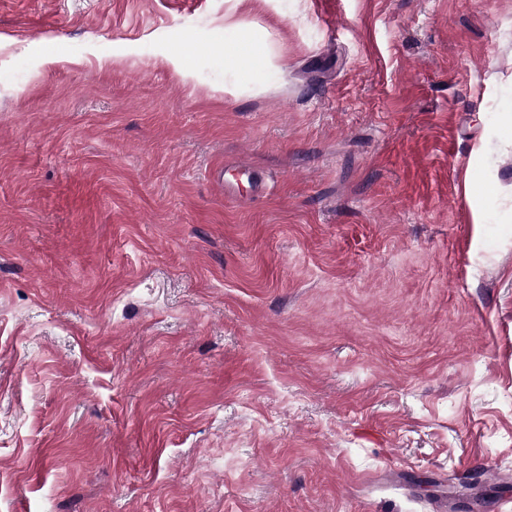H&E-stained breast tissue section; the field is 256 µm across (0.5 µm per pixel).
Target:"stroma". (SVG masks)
<instances>
[{
	"mask_svg": "<svg viewBox=\"0 0 512 512\" xmlns=\"http://www.w3.org/2000/svg\"><path fill=\"white\" fill-rule=\"evenodd\" d=\"M509 493L512 0H0V512ZM231 33V37H226ZM224 45H233L238 51L225 55L224 68L232 73L246 72L249 76L262 75L269 65L270 49L264 33L260 30H249L240 34L233 28H224ZM230 168H232V171L236 175V182L224 177L225 166L224 168L222 166L215 167L209 173L211 181L219 188H224L225 196L233 194L234 189H236L235 185H238V181L242 180L248 183L253 194L261 195L266 192L267 186L263 177L250 165L239 163Z\"/></svg>",
	"mask_w": 512,
	"mask_h": 512,
	"instance_id": "35a3bbf8",
	"label": "stroma"
}]
</instances>
